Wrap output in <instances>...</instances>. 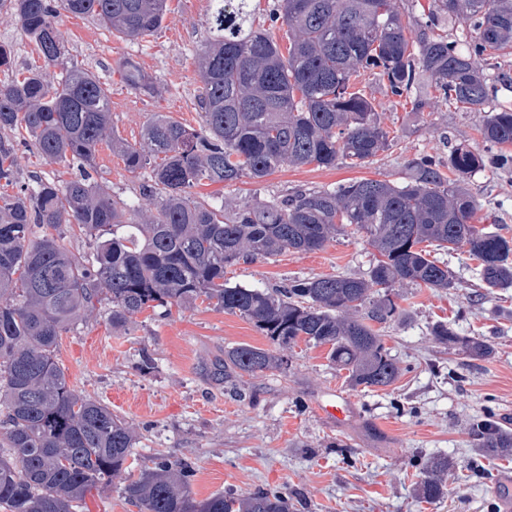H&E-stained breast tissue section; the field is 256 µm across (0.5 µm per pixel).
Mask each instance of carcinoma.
<instances>
[{
	"label": "carcinoma",
	"instance_id": "carcinoma-1",
	"mask_svg": "<svg viewBox=\"0 0 512 512\" xmlns=\"http://www.w3.org/2000/svg\"><path fill=\"white\" fill-rule=\"evenodd\" d=\"M209 40L198 55L201 125L192 129L157 112L131 145L112 128L108 88L66 57L60 11L89 16L126 41L151 35L167 0H0L34 42L45 68L0 80V186L15 183L17 147L79 175L65 183L38 177L15 194H0V508L4 512H73L86 495L112 489L127 469L137 436L112 410L70 386L57 359L60 336L96 305L112 304V328L148 308H190L206 302L251 323L271 348L240 344L213 364L226 382L287 363L302 339L327 346L348 370L351 387H386L399 368L381 336L356 313L384 322L398 314L388 290L396 284L454 287L453 273L432 256L465 248L488 288H512V238L471 224L474 200L465 178L485 157L458 145L440 161L422 154L405 184L356 179L332 189L297 190L272 205L200 202L192 189L259 181L277 168L340 163L361 167L390 144L374 98L355 86L366 74L385 94L421 110L430 96L482 112L491 85L475 60L512 48V0H432L416 41L405 35L395 0H278L271 23L287 26L288 47L253 25L251 0H210ZM469 25L465 49L434 35L445 21ZM59 72L50 75L49 68ZM122 73L133 90L154 97L157 85L132 61ZM484 141L512 146V110L491 112ZM110 142L127 171L151 168L141 186L154 210H133L94 181L97 147ZM365 231L378 250L368 278L343 275L292 280L272 291L231 285L224 268L268 260L286 251L323 249L343 225ZM89 235L88 258L72 254L65 232ZM437 340L471 359L492 353L444 324ZM471 429L484 456L512 457V432L489 417ZM9 449L8 453L1 449ZM452 458L423 466L419 494L445 495ZM193 468L159 456L121 487L140 512H295L300 492L266 488L247 495H191Z\"/></svg>",
	"mask_w": 512,
	"mask_h": 512
}]
</instances>
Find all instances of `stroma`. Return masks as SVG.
Masks as SVG:
<instances>
[{
	"label": "stroma",
	"instance_id": "1",
	"mask_svg": "<svg viewBox=\"0 0 512 512\" xmlns=\"http://www.w3.org/2000/svg\"><path fill=\"white\" fill-rule=\"evenodd\" d=\"M162 26L129 42L90 17L60 13L68 56L112 88V126L124 141L140 142L152 113L192 128L201 124L200 83L195 55L207 42L209 0H167ZM12 47L13 68L43 66L33 44L8 13L0 14V44ZM131 59L159 87L146 98L131 89L120 65ZM482 71L495 92L484 112H466L429 100L422 111L387 97L368 77L359 78L375 99L378 118L392 138L388 149L362 168L288 166L254 182L195 188L199 201L271 204L297 188L327 189L355 179L407 183L410 161L423 153L447 161L461 144L485 155L486 167L468 178L477 226L512 237V166L493 163L496 150L480 135L485 112L512 108V52L489 61ZM148 171L130 173L110 145H99L93 177L113 195L138 206ZM375 250L365 232L346 227L323 250L289 251L276 258L228 267L230 283L272 289L291 279L324 275L367 276ZM455 278L448 290L398 285L388 294L400 314L378 330L400 366L387 387L352 388L346 371L327 358V347L298 341L284 370H268L230 385L215 379L212 365L225 350L246 343L267 347L248 320L208 304L190 310L158 307L139 313L113 330L108 304L98 305L59 341L57 358L70 385L108 406L131 424L137 441L126 477L165 454L192 464V495L250 493L262 488L300 490L309 512H502L512 495V457H483L469 431L471 420L492 413L512 430V288L488 290L477 263L465 250L440 252ZM450 325L462 336L484 340L490 357L471 360L459 346L438 341L432 326ZM154 361L150 374L136 370L141 350ZM346 399L350 414L341 422L318 417L317 406ZM448 454L447 495L435 502L417 496L418 463ZM480 465L484 478H469Z\"/></svg>",
	"mask_w": 512,
	"mask_h": 512
}]
</instances>
